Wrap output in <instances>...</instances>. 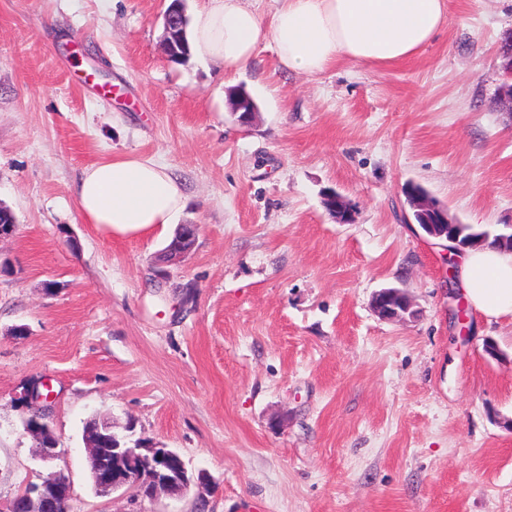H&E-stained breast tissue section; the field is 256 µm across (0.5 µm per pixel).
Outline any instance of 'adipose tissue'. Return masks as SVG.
Returning <instances> with one entry per match:
<instances>
[{
    "label": "adipose tissue",
    "instance_id": "ef3b65f1",
    "mask_svg": "<svg viewBox=\"0 0 512 512\" xmlns=\"http://www.w3.org/2000/svg\"><path fill=\"white\" fill-rule=\"evenodd\" d=\"M271 22L244 0H205L189 26L192 53L238 73L259 45L273 41L281 65L317 75L339 60L387 66L417 56L443 29L447 0H275ZM76 198L87 223L112 235L173 223L184 208L183 183L152 159L111 157L86 166ZM452 273L483 316L512 315V252L490 247L451 254Z\"/></svg>",
    "mask_w": 512,
    "mask_h": 512
}]
</instances>
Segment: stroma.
Listing matches in <instances>:
<instances>
[{
	"label": "stroma",
	"instance_id": "obj_1",
	"mask_svg": "<svg viewBox=\"0 0 512 512\" xmlns=\"http://www.w3.org/2000/svg\"><path fill=\"white\" fill-rule=\"evenodd\" d=\"M447 2L418 56L310 76L270 41L239 74L171 61L169 0H0V203L17 219L0 240V507L44 473L19 402L43 380L71 512H512V317L465 304L403 193L512 230V0ZM125 155L183 182L174 224L85 222L81 170ZM180 224L194 246L159 265ZM391 286L416 317L373 312ZM93 418L177 450L205 485L96 492Z\"/></svg>",
	"mask_w": 512,
	"mask_h": 512
}]
</instances>
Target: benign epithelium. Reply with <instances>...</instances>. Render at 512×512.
<instances>
[{
    "label": "benign epithelium",
    "mask_w": 512,
    "mask_h": 512,
    "mask_svg": "<svg viewBox=\"0 0 512 512\" xmlns=\"http://www.w3.org/2000/svg\"><path fill=\"white\" fill-rule=\"evenodd\" d=\"M179 10L168 9L164 14L165 50L169 58L180 61L185 58L181 34L176 24ZM256 112L247 97L232 99L231 113L243 125L252 122ZM406 196L417 214L429 217L428 223L420 225L423 232L434 239L450 243L448 250L456 251L467 244L456 233L459 222L448 215V208L430 200L418 190H406ZM325 209L342 224L353 223L352 215L345 201L337 194L330 193L323 198ZM373 311L389 322L405 321L417 315L410 296L400 288H382L371 300ZM54 394L49 384L42 382L26 389L24 402L40 404L50 410ZM41 439L39 458L50 464L60 456L57 443L43 442L44 435L36 430ZM88 461L96 463L94 469L97 490L108 494L125 489L141 499H153L160 493L178 495L187 490L192 482L183 457L170 448L146 445L141 441L129 447L121 443L117 434H112V461L100 458L92 433H87ZM72 497L71 485L60 471H51L41 482L27 483L18 495L24 512H47L51 504L68 503Z\"/></svg>",
    "instance_id": "1"
}]
</instances>
